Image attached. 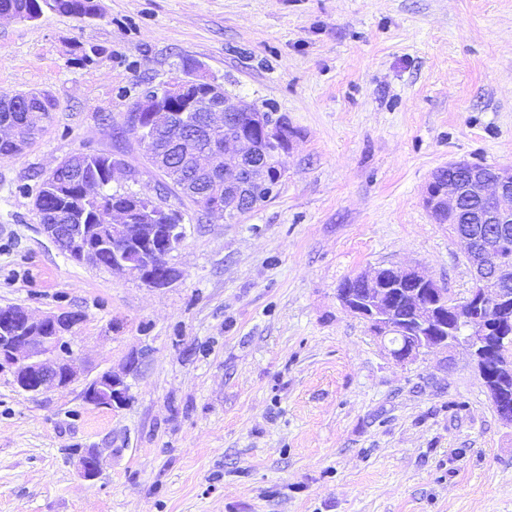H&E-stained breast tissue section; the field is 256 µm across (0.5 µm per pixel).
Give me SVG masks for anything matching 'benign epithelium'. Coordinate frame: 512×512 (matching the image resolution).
Masks as SVG:
<instances>
[{
    "label": "benign epithelium",
    "instance_id": "1",
    "mask_svg": "<svg viewBox=\"0 0 512 512\" xmlns=\"http://www.w3.org/2000/svg\"><path fill=\"white\" fill-rule=\"evenodd\" d=\"M187 97V109L202 113L197 133L188 137L175 131L181 162L191 180L183 183L187 195L197 199L206 215L236 217L273 196L284 176L283 157L292 149L294 131L282 119L275 120L246 99L233 95L224 85L194 72H179L153 97L143 96L129 113V125L146 142L156 163L167 160L156 149L157 140L168 132L174 113L156 107L160 101ZM248 118L249 132H233L229 126L240 116ZM29 128L10 120L0 121V143L21 152ZM453 174L438 184L440 172L429 182L424 202L433 215L445 213L454 223L459 215L469 227L455 234L458 244L475 270L472 288L457 299L433 278L415 268L396 265L356 276L358 288L337 290L340 304L370 324L386 343L397 363H406L435 348H464L492 399L500 419L512 425V289L496 282L512 273V165L482 168L465 161L448 163ZM79 200H100L103 186L76 183ZM147 223L139 225L136 237L129 235L132 214L119 207L109 210L112 222V259L105 260L101 240L90 238L75 227L42 225L52 240L66 234L65 252L75 262L115 273H134L154 288L176 280L169 255L183 243L180 224H153L152 207L142 211ZM74 311L50 312L40 318L20 306H0V372L11 371L18 391L35 396L48 387L64 388L79 374V366L66 335L81 323ZM497 353L494 370L488 357ZM85 403L121 409L129 399L125 377L104 371L83 389ZM80 476L98 477L100 455L96 448L77 452Z\"/></svg>",
    "mask_w": 512,
    "mask_h": 512
}]
</instances>
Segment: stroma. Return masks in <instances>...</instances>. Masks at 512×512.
I'll return each instance as SVG.
<instances>
[{
	"label": "stroma",
	"mask_w": 512,
	"mask_h": 512,
	"mask_svg": "<svg viewBox=\"0 0 512 512\" xmlns=\"http://www.w3.org/2000/svg\"><path fill=\"white\" fill-rule=\"evenodd\" d=\"M101 5L0 20V97L56 103L0 159V305L83 315L69 386L30 397L0 373V512H512V426L466 353L396 363L336 298L393 264L471 288L424 194L449 162L512 164V0ZM186 58L297 134L277 195L234 220L166 188L125 131ZM101 151L124 165L109 192L181 215L169 286L76 264L42 232L40 180ZM106 370L127 375L123 409L82 398ZM79 448L101 453L94 481Z\"/></svg>",
	"instance_id": "35a3bbf8"
}]
</instances>
